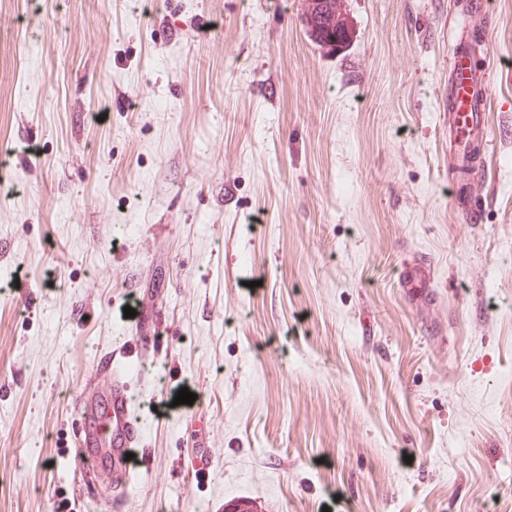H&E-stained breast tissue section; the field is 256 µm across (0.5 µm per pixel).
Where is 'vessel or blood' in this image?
<instances>
[{"mask_svg": "<svg viewBox=\"0 0 512 512\" xmlns=\"http://www.w3.org/2000/svg\"><path fill=\"white\" fill-rule=\"evenodd\" d=\"M472 36L460 32L449 51L448 153L459 171L476 169L482 162L475 148L489 149L486 112L492 95L493 62L476 66ZM432 271L422 262L410 263L400 277L403 292L428 287ZM112 355L101 357L74 404L71 466L74 475L96 473L107 486L131 489L129 453L141 447L143 428L134 417L129 379L114 367Z\"/></svg>", "mask_w": 512, "mask_h": 512, "instance_id": "vessel-or-blood-1", "label": "vessel or blood"}]
</instances>
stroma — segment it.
<instances>
[{
    "instance_id": "35a3bbf8",
    "label": "stroma",
    "mask_w": 512,
    "mask_h": 512,
    "mask_svg": "<svg viewBox=\"0 0 512 512\" xmlns=\"http://www.w3.org/2000/svg\"><path fill=\"white\" fill-rule=\"evenodd\" d=\"M461 2L345 0L331 51L306 0H0V512H105L68 452L109 353L144 428L124 512H512V0ZM464 22L496 68L479 224ZM472 33L463 30L450 47L448 66V154L458 171L468 172L482 163L473 153L479 145L489 151L486 112L492 95L494 62L478 68L473 62ZM432 271L429 265L423 262H412L407 272L399 278V288L404 293L420 291L422 288H429Z\"/></svg>"
}]
</instances>
